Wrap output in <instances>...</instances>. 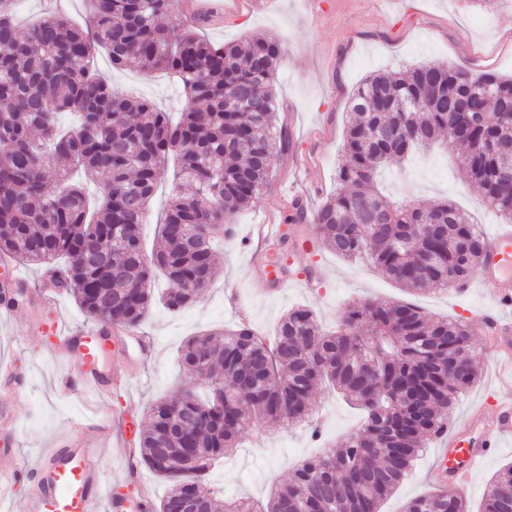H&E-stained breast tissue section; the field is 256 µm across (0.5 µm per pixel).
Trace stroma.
Here are the masks:
<instances>
[{"instance_id":"1","label":"stroma","mask_w":512,"mask_h":512,"mask_svg":"<svg viewBox=\"0 0 512 512\" xmlns=\"http://www.w3.org/2000/svg\"><path fill=\"white\" fill-rule=\"evenodd\" d=\"M49 8L82 27L91 25L87 0H54L50 7L45 0H19V27H27ZM202 34L224 44L238 43L253 34H273L283 41L285 53L274 89L278 124L289 136V145L266 188L235 218L238 236L224 239L218 246L221 271L210 288L177 313L155 304L139 328L142 335L154 338V355L133 371L122 372L95 396L74 398L55 385L60 368L50 355L48 336L36 330L43 314L35 306L33 289L41 281L42 267L26 265L28 288L20 304L10 313L0 312V367L13 361L21 364L14 383L7 386L0 382V405L16 415L14 466L20 470L34 466L59 442L79 438V422L99 419L104 429L100 444L105 450L106 491L112 493L121 487L134 494L144 489L156 505L165 493V483L120 452L119 433L124 430L137 435L138 424L152 403L180 396L183 381L176 357L187 336L238 324L237 314L225 302L226 294L237 295L251 327L268 338L282 315L299 304L314 309L326 327L335 324L347 302L359 297L384 302L411 298L432 316L468 320L487 304L485 292L475 282L463 295L436 290L408 296L372 267L344 262L326 251L318 243L316 225L310 221L293 227L295 234L314 241L310 251L248 243L242 235L252 224H284L291 186H306L305 198L313 207L334 190L348 99L367 74L445 61L512 77V5L506 0L491 12L476 0H264L253 9L225 14L221 23L203 27ZM96 66L110 84L150 101L171 117H179L187 103L176 81L165 73L116 70L102 54L97 56ZM380 181L393 201L426 206L448 198L458 202L482 231H489L497 222L482 196L461 181L453 154L438 152L413 160L403 171L383 172ZM262 250L271 255L279 250L284 253L283 266L290 281L275 295L263 293L259 281L249 275ZM495 352L491 340L476 337L474 358L480 378L459 398L454 417H464L476 401L488 404L494 395L511 391L494 375ZM132 402L137 411L130 415L126 409ZM315 402L313 419L321 426L320 440L311 438L306 425L296 429L276 423L259 425L223 467L211 473L210 482L218 497L266 501L274 486L287 481L302 460L322 454L359 421L357 411L337 399L334 392L317 391ZM435 448V441H427L409 475L381 503L380 512H404L410 498L436 491L429 475ZM509 463L512 437L502 440L497 452L482 463L463 489L471 512H478L493 474Z\"/></svg>"}]
</instances>
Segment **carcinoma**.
Returning <instances> with one entry per match:
<instances>
[{"label": "carcinoma", "instance_id": "cac0c4a2", "mask_svg": "<svg viewBox=\"0 0 512 512\" xmlns=\"http://www.w3.org/2000/svg\"><path fill=\"white\" fill-rule=\"evenodd\" d=\"M90 2V31L50 15L22 32L15 0H0V255L45 264L48 274L65 259L56 286L89 318L134 329L152 306L154 270L173 284L161 300L173 312L209 288L218 274L214 236L197 225L231 233L234 216L265 188L285 148L274 98L285 47L265 35L214 44L180 23L174 0ZM99 52L119 69L176 76L187 97L178 121L115 91L93 65ZM64 114L75 117L69 128ZM509 142L512 78L440 61L372 73L349 98L336 189L311 215L293 200L286 223L313 220L325 249L364 258L413 293L454 288L485 260L476 225L448 199L426 209L391 201L377 173L440 145L456 149L462 179L512 224V156L491 148ZM75 169L96 176L94 200L71 178ZM169 169L171 196L148 258L141 227ZM457 238L467 248L450 265L448 242ZM473 343L461 318L365 298L345 307L333 331L297 306L269 345L242 323L189 337L179 360L191 388L176 402H155L140 434L142 464L168 488L159 512H180L189 498L209 512L211 471L253 424L310 420L311 397L325 382L363 414L362 425L297 465L266 503L241 497L224 512H379L424 439L439 435L477 382ZM176 405L196 417L177 443ZM162 453L183 469L160 467ZM405 512L470 510L462 496L439 491L410 499ZM479 512H512L511 464L488 481Z\"/></svg>", "mask_w": 512, "mask_h": 512}]
</instances>
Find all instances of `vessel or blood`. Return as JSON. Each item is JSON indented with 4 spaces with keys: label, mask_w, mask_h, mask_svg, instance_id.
<instances>
[{
    "label": "vessel or blood",
    "mask_w": 512,
    "mask_h": 512,
    "mask_svg": "<svg viewBox=\"0 0 512 512\" xmlns=\"http://www.w3.org/2000/svg\"><path fill=\"white\" fill-rule=\"evenodd\" d=\"M182 7L200 18H215L245 5L246 0H179ZM486 259L476 274L480 287L491 297L477 319L478 329L486 336L512 335V226L497 225L486 238ZM51 329L57 338L53 354L63 360L65 369L57 377V385L76 395L86 389H102L107 378L117 375L115 365L107 363L105 355L116 347L121 327H113L111 337L101 329L65 328L53 322ZM479 411H472L459 426L450 428L439 443L436 470L443 486L451 490L462 488L484 462L490 449L499 448L500 435L512 434V403L499 410L494 432L495 441L472 437L479 422ZM83 436L65 441L51 457L36 463L29 476L33 487L26 497L24 512H96L102 499L103 449L91 441V425H83Z\"/></svg>",
    "instance_id": "obj_1"
}]
</instances>
